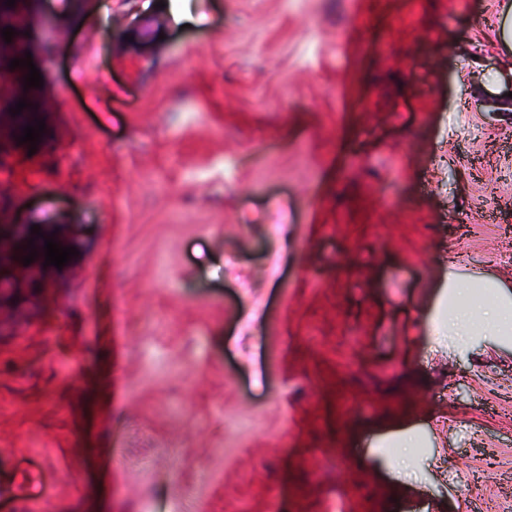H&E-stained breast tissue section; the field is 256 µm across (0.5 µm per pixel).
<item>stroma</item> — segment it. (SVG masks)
<instances>
[{
	"mask_svg": "<svg viewBox=\"0 0 512 512\" xmlns=\"http://www.w3.org/2000/svg\"><path fill=\"white\" fill-rule=\"evenodd\" d=\"M156 2L22 0L34 148L0 38V225L77 250L0 252V512H512V334L429 323L512 300L502 0ZM454 303L448 307V336H468L477 327L491 332L512 331V305L500 303L497 317L490 321L489 312L477 302L475 288H495L491 281H457Z\"/></svg>",
	"mask_w": 512,
	"mask_h": 512,
	"instance_id": "stroma-1",
	"label": "stroma"
}]
</instances>
